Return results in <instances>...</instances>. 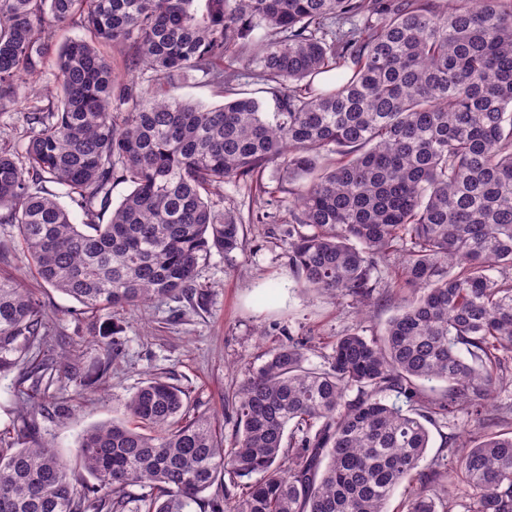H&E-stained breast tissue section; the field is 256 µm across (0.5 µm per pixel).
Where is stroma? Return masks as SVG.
<instances>
[{"instance_id": "stroma-1", "label": "stroma", "mask_w": 512, "mask_h": 512, "mask_svg": "<svg viewBox=\"0 0 512 512\" xmlns=\"http://www.w3.org/2000/svg\"><path fill=\"white\" fill-rule=\"evenodd\" d=\"M0 275L31 289L48 316L49 336L39 358L50 377L32 395L44 406L37 417L39 437L67 459L86 430L124 419V400L152 374L185 389L190 414L216 417L225 443H232L235 421L224 399L249 370L266 361L272 347L288 336L305 341L309 365L324 367L337 336L356 326L366 337L380 335L406 296L402 290L379 288L365 305L309 292L288 265L280 225L248 221L241 248L200 259L198 293L189 301L130 306L104 319L83 314L76 300L43 285L18 246L17 228L5 224H0ZM105 320L114 325L120 343L110 356L98 334ZM107 356L112 363L106 375L97 376L96 367ZM458 430L477 432L463 417L453 426L431 425L422 468L438 476L428 485L416 478L400 485L388 512H401L411 492L422 486L439 498V512H473L467 488L448 494L459 460L448 448V436Z\"/></svg>"}]
</instances>
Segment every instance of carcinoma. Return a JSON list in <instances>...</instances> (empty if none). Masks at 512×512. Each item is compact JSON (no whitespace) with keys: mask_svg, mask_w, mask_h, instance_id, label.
Returning a JSON list of instances; mask_svg holds the SVG:
<instances>
[{"mask_svg":"<svg viewBox=\"0 0 512 512\" xmlns=\"http://www.w3.org/2000/svg\"><path fill=\"white\" fill-rule=\"evenodd\" d=\"M73 25L86 34L58 48L54 91L29 100L18 146L0 147V224L43 283L92 313L191 296L200 258L241 246L214 193L235 180L266 194L275 165L303 288L366 301L405 247L388 287L412 297L381 336L337 337L323 369L303 341L269 350L232 394L228 448L181 387L148 378L124 402L133 424H99L75 448L87 492L29 402L0 439V512H120L137 485L150 487L139 512H388L422 475L427 424L464 411L484 428L512 352V0H0V112ZM106 45L129 49L131 77ZM241 60L274 111L170 93L191 72L231 91ZM46 336L40 300L0 276V374L42 381ZM433 381L446 387L429 395ZM457 446L474 512H512V435ZM407 512L438 510L419 490Z\"/></svg>","mask_w":512,"mask_h":512,"instance_id":"1","label":"carcinoma"}]
</instances>
